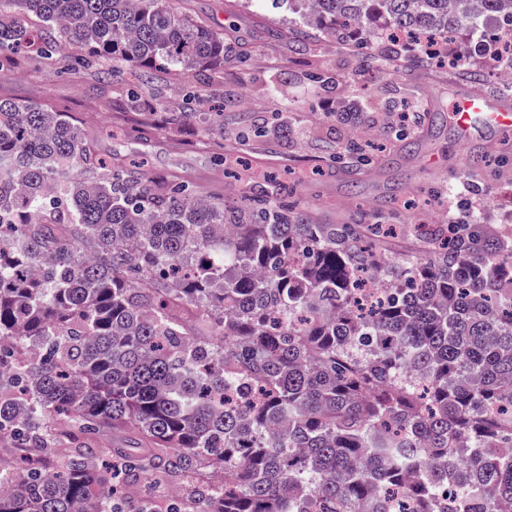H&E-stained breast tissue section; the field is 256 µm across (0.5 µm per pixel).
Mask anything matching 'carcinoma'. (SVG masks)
Returning <instances> with one entry per match:
<instances>
[{
	"instance_id": "carcinoma-1",
	"label": "carcinoma",
	"mask_w": 512,
	"mask_h": 512,
	"mask_svg": "<svg viewBox=\"0 0 512 512\" xmlns=\"http://www.w3.org/2000/svg\"><path fill=\"white\" fill-rule=\"evenodd\" d=\"M296 10V50L495 16L512 57V0ZM61 43L105 76L234 51L167 0H0V68ZM103 167L71 113L0 97V512H158L163 487V512H512V247L476 213L390 256L290 189L228 204Z\"/></svg>"
}]
</instances>
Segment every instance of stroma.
<instances>
[{"mask_svg":"<svg viewBox=\"0 0 512 512\" xmlns=\"http://www.w3.org/2000/svg\"><path fill=\"white\" fill-rule=\"evenodd\" d=\"M198 21L221 26L236 55L217 71L149 75L114 67L100 81L77 74L75 48L60 46L54 64L17 51L0 70V97L45 102L72 113L98 152L119 162L135 158L152 175L175 177L226 202L295 185L313 221L334 224L364 208L366 223L395 225L390 254L419 251L415 220L461 219L462 199L477 202L482 223L512 235V212L495 204L504 180L501 160L488 153L481 169L462 168L460 130L444 111L470 94L465 73L424 66L387 74L365 66L354 32L309 39L290 52L286 34L297 14L276 0H171ZM432 119L406 139L395 133L405 109ZM361 132L369 158L344 151ZM473 187L468 197L459 184Z\"/></svg>","mask_w":512,"mask_h":512,"instance_id":"1","label":"stroma"}]
</instances>
